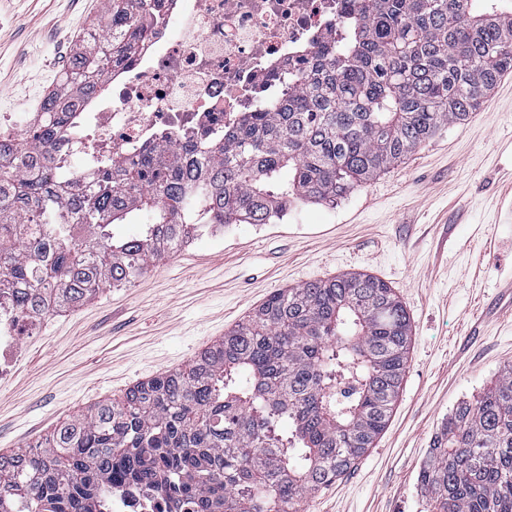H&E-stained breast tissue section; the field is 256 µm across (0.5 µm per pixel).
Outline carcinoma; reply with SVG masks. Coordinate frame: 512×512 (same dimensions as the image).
<instances>
[{
	"instance_id": "obj_1",
	"label": "carcinoma",
	"mask_w": 512,
	"mask_h": 512,
	"mask_svg": "<svg viewBox=\"0 0 512 512\" xmlns=\"http://www.w3.org/2000/svg\"><path fill=\"white\" fill-rule=\"evenodd\" d=\"M150 0H108L31 142L0 151V287L29 321L125 286L203 227L268 224L334 204L466 119L512 71V0H359L342 40L301 82L206 143L173 141L168 162H110L95 190L31 155L103 92L152 31ZM135 236L116 224L141 213ZM409 315L361 273L277 290L188 368L99 402L28 450L0 453V512H101L104 489L144 484L179 512H288L340 477L385 429L407 363ZM418 481L431 512H512V362L442 423Z\"/></svg>"
}]
</instances>
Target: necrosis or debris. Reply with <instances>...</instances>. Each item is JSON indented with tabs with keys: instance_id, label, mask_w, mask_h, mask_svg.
I'll return each instance as SVG.
<instances>
[{
	"instance_id": "obj_1",
	"label": "necrosis or debris",
	"mask_w": 512,
	"mask_h": 512,
	"mask_svg": "<svg viewBox=\"0 0 512 512\" xmlns=\"http://www.w3.org/2000/svg\"><path fill=\"white\" fill-rule=\"evenodd\" d=\"M356 0H158L150 41L108 79L112 95L82 112L84 134L56 138L51 165L68 170L71 193L92 190L106 160L150 151L166 138H206L235 127L263 100L297 83L322 45L334 42ZM179 18L177 35L169 22ZM80 167H72L74 157ZM140 486L113 492L106 512H170Z\"/></svg>"
}]
</instances>
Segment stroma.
<instances>
[{
  "mask_svg": "<svg viewBox=\"0 0 512 512\" xmlns=\"http://www.w3.org/2000/svg\"><path fill=\"white\" fill-rule=\"evenodd\" d=\"M103 0H0V104L30 125ZM512 72L465 121L335 204L204 231L122 288L27 325L0 374V453L27 449L88 406L187 367L275 290L348 272L396 291L411 321L399 395L373 448L298 512H430L417 481L435 433L512 362Z\"/></svg>",
  "mask_w": 512,
  "mask_h": 512,
  "instance_id": "stroma-1",
  "label": "stroma"
}]
</instances>
